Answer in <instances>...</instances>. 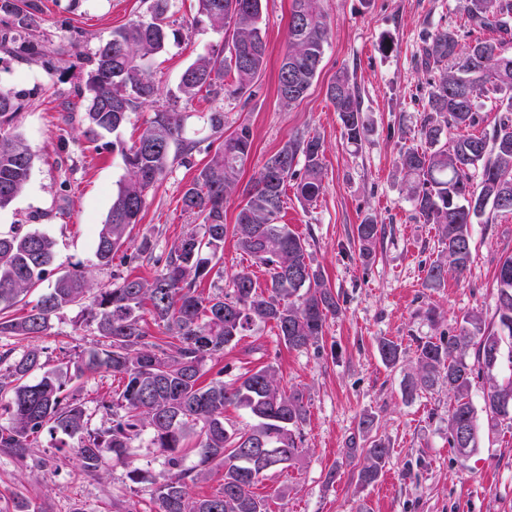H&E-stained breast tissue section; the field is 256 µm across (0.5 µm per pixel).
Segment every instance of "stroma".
Instances as JSON below:
<instances>
[{
	"instance_id": "stroma-1",
	"label": "stroma",
	"mask_w": 512,
	"mask_h": 512,
	"mask_svg": "<svg viewBox=\"0 0 512 512\" xmlns=\"http://www.w3.org/2000/svg\"><path fill=\"white\" fill-rule=\"evenodd\" d=\"M38 34L64 41L70 30H84L88 49H95L112 29L146 18L150 0H43ZM292 0H262L267 65L249 101L218 98L186 102L179 92L182 72L198 54L221 52L223 33L193 26L195 0H170L168 20L180 30L152 65L162 89L159 106L188 115L186 134L198 142L189 162L174 163L148 194L135 238H149L151 259L112 267L97 266L96 236L112 205V194L124 174L115 141L134 140L152 116L145 106L119 131L86 137L81 119H69L66 101L71 87L85 78L80 60L64 74H50L39 64L17 61L0 51V88H26L31 102L16 122L34 155L26 190L0 211V232L21 224L48 234L56 242L57 266L91 271L94 285L111 287L130 275L149 279L161 270L174 241L191 229L195 217L182 210V191L198 166L207 161L212 132L204 117L215 108L224 113V129L248 123L253 133L251 156L242 184H251L266 159L289 137L317 136L324 143L323 191L302 205L287 187L281 223L308 244L314 266L339 299L341 311L328 319L319 345L293 350L268 324L226 349L221 362L210 363L208 378L234 383L241 374L275 365L285 387L302 391L307 408L306 455L295 467L273 471L255 489L269 512H512V419L481 428L479 447L457 457L448 446V392L439 387L405 397L403 380L419 340L456 334L463 317L482 312L493 321L497 308L496 273L512 255V213L489 212L473 226L472 262L464 278L448 276L443 288L425 286L426 270L441 249L435 225L416 217L402 176L400 153L419 143L418 129L431 91L432 76L417 63L425 35L454 29L461 45L478 39L465 22L462 0H321L330 23L329 43L319 74L304 99L283 107L277 74L288 37ZM348 71L362 101L368 128L360 145L348 144L326 90L340 71ZM157 105V106H158ZM374 219L384 232L362 258L356 226ZM436 319H429V308ZM398 343L402 361L383 364L380 338ZM97 341L96 325L81 308L54 316L35 345L49 367L75 360ZM116 382L106 372L66 385L67 399L84 405L90 429L108 425L106 408ZM374 415L378 435L392 453L379 478L357 487L361 462L346 456L358 434L362 415ZM62 437L43 431L35 453L38 466L0 454V512H9L15 494H23L33 512H123L115 496L149 512L151 478L165 469L164 458L141 436L125 461L105 460L98 472L83 471ZM148 479L134 484L130 468ZM335 480H328V473Z\"/></svg>"
}]
</instances>
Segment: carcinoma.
Masks as SVG:
<instances>
[{
	"label": "carcinoma",
	"instance_id": "1",
	"mask_svg": "<svg viewBox=\"0 0 512 512\" xmlns=\"http://www.w3.org/2000/svg\"><path fill=\"white\" fill-rule=\"evenodd\" d=\"M196 22L224 32V55L200 54L184 70L179 91L188 101L202 92L215 98L249 99L267 61L262 0H196ZM168 0H152L150 17L114 29L110 37L85 52L87 33L70 30L64 44L29 39L38 27L42 0H0V48L24 62L63 71L68 59L83 61L84 83L73 87L72 112L83 113L84 135L115 132L130 114L156 102L159 86L151 74L152 60L180 31L168 22ZM466 23L490 31L498 41H476L459 47L453 30L427 36L421 66L434 73L427 100L428 115L420 127L422 145L406 150L399 164L417 215L437 225L442 244L427 268L428 288H441L448 275H461L472 256V225L486 208L512 213V54L497 52V42L512 40V0H463ZM330 27L320 0H292L288 42L278 71L281 104L290 107L307 94L319 73ZM232 81L224 82L226 76ZM506 94V113L492 133L463 134L451 146L440 145L444 130H469L483 123L478 99ZM327 97L338 112L346 140L358 144L367 128L361 97L348 72L328 85ZM28 105L22 89H0V209L8 207L27 187L34 158L15 130L18 113ZM186 115L163 108L153 112L137 139L120 145L125 173L112 194V205L97 235V265L126 263L131 232L140 223L146 197L175 161H187L197 142L186 136ZM207 123L218 144L184 188L182 208L201 220L175 241L163 272L151 280L123 277L110 288L93 287L81 269L56 273L50 291L35 304L26 297L53 273L54 241L42 232L0 233V336L22 339L41 336L53 316L81 307L96 324V346L64 367L46 368L42 351L32 346L18 357L0 351V400L9 418L0 424V453L21 462L32 458L34 444L46 427L65 436H80L74 455L88 473L97 472L107 455L122 460L133 442L147 431L151 445L164 455L166 470L152 480L155 512H267L254 487L267 476L260 453L279 455L277 470L294 466L302 457L307 410L299 391H286L273 365L250 370L227 388L220 378L204 383L209 362L224 357L256 326L274 323L290 349L315 345L324 336L330 314L341 311L339 300L320 271L313 268L303 239L279 223L288 182L304 203L323 190V144L318 137L295 136L264 163L253 184L242 189V170L252 150L251 127L241 123L224 134V112L208 113ZM479 178H474V174ZM241 194L236 224L224 223V202ZM361 256L382 227L366 218L356 228ZM250 258L228 277L227 291L203 296L197 283L215 267L227 235ZM264 268L266 287L255 281L252 266ZM497 325L479 313L463 317L458 333L419 342L414 364L403 382L407 397L448 387V445L458 456L477 448L479 424L470 400L475 371L485 374L488 391L484 412L488 427L512 413V382L500 383L497 367L502 336L512 337V256L501 261L497 274ZM153 323H148L145 315ZM158 332L153 333L150 325ZM476 349V363L468 360ZM384 364L400 363V345L378 343ZM104 371L123 379L112 396L111 425L88 432L83 406L62 396L66 383ZM233 404L252 420L242 428L226 427L224 407ZM366 447L351 444L348 456L363 463L357 483L377 480L388 464L391 448L373 435L375 417L358 423ZM194 453L185 465L187 452ZM224 469L216 493L197 497L192 487L214 470Z\"/></svg>",
	"mask_w": 512,
	"mask_h": 512
}]
</instances>
